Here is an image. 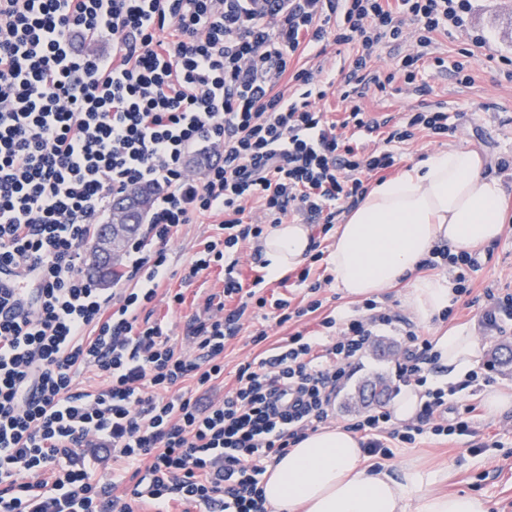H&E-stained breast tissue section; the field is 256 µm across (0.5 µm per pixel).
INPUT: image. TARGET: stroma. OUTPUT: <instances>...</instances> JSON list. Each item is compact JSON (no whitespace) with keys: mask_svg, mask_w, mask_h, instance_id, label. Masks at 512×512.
<instances>
[{"mask_svg":"<svg viewBox=\"0 0 512 512\" xmlns=\"http://www.w3.org/2000/svg\"><path fill=\"white\" fill-rule=\"evenodd\" d=\"M469 31L466 34H439L436 42L441 57L446 61H464L471 80L459 82L453 70L437 69L426 64L421 66L418 83L424 84L425 93L412 89L387 88L386 91L370 89L363 101L366 111L372 114H391L398 117L410 112L427 109L441 110L448 114L450 130L442 136H430L420 132L407 142L395 145L398 167L418 163L441 148L464 145L475 150L490 172L498 173L504 186L502 214L505 221L500 238L494 243L474 251L477 267L471 272V294L459 298L452 319L436 321L434 326L420 327L422 335L434 336L436 330L465 327L476 336L480 355L479 379L448 400V416L463 417L470 404H482L486 394L495 390L512 392V365L499 366L492 359L496 348L504 341L512 342V321L502 329L490 331L479 320L485 304V289L499 294H512V166L499 171L497 162L506 159L512 163V82L504 79L500 58H512V0H471L468 15ZM221 217L217 214L196 218L194 223L183 225L179 234L169 243L168 269L157 289V297L151 305V317L166 323L175 345L187 347V326L197 315L203 314L209 298H219L224 290V270L213 266L201 272L192 283H184L190 262L206 243L220 233ZM240 279L244 287H251L256 277L265 282L257 287L258 295L273 300L286 298L292 303L305 300L304 286L290 281L279 283L268 278L263 260L251 257L250 248H243ZM182 293V303H173L175 293ZM323 306L319 312L303 317L301 321L277 325L272 308L253 309L245 318L237 337L224 347V376L218 379L212 391L196 389L193 382L181 384L182 392L209 401L223 397L235 384V371L239 363L253 358L262 347L251 341L256 330L268 333V344H275L283 337L301 331L315 333L323 316L331 314L339 318L356 314L358 302L340 293L335 284H328L319 294ZM406 288L390 287L380 293L378 302L397 317L396 323L379 331L375 342L386 348V355H376L367 350L358 360L355 372L343 385L336 399L332 424L349 425L352 419L366 411V403L357 398L358 385L382 375L395 380L396 365L404 343L402 334L412 317L405 304ZM476 427L489 446L481 452L469 450L470 439L464 435L439 437L430 434L417 439L414 445L394 449L391 458H368L374 468L397 471L416 462L427 469H445L449 478L439 484L440 492H467L484 497L489 512H512V409L499 415L482 414Z\"/></svg>","mask_w":512,"mask_h":512,"instance_id":"1","label":"stroma"}]
</instances>
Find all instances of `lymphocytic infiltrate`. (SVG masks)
I'll list each match as a JSON object with an SVG mask.
<instances>
[{
    "instance_id": "lymphocytic-infiltrate-1",
    "label": "lymphocytic infiltrate",
    "mask_w": 512,
    "mask_h": 512,
    "mask_svg": "<svg viewBox=\"0 0 512 512\" xmlns=\"http://www.w3.org/2000/svg\"><path fill=\"white\" fill-rule=\"evenodd\" d=\"M469 10L470 0H0V512H133L130 498L93 479L89 448L133 468L131 497L155 512L174 501L268 512L258 480L266 462L326 423L394 315L368 299L364 315L323 317L324 335L296 332L241 363L217 401L173 389L188 380L212 389L250 305H273L281 325L321 309L323 283L306 268L297 278L313 295L307 305L244 289L241 248L291 212L330 231L332 203L356 206L366 176L395 166L393 144L448 132L445 112L396 124L362 101L398 77L414 84L425 62L444 67L436 37L463 30ZM331 44L353 52L338 124L316 108L331 80L292 66ZM385 45L393 65L382 77L372 62ZM380 131L383 146L353 143ZM200 144L214 160L197 179L185 159ZM137 184L157 194L109 298L85 275L83 248L113 199ZM253 202L261 216L251 224L242 215ZM205 214L222 215V236L189 274L223 266L224 300L190 322L189 356L138 313L156 297L169 242ZM15 280L30 298L15 297ZM404 342L397 380L423 388V401L411 424L395 425L383 404L351 422L371 456L427 433L473 431L472 420L446 416L456 386L428 384L430 338L411 329ZM82 367L105 387L74 391Z\"/></svg>"
}]
</instances>
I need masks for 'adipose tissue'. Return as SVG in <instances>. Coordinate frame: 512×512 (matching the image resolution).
Here are the masks:
<instances>
[{
    "mask_svg": "<svg viewBox=\"0 0 512 512\" xmlns=\"http://www.w3.org/2000/svg\"><path fill=\"white\" fill-rule=\"evenodd\" d=\"M503 184L480 155L464 146L438 151L373 188L336 230L330 270L344 296L368 298L406 282L414 318L431 323L451 304L447 276L418 270L432 252L472 251L502 232ZM270 277L302 264L312 251L310 229L280 224L262 241ZM439 363L455 383L479 357L476 336L461 327L434 339ZM445 472L409 464L399 474L367 466L358 436L341 425L319 428L268 466L262 482L269 512H488L485 501L462 492L435 493Z\"/></svg>",
    "mask_w": 512,
    "mask_h": 512,
    "instance_id": "adipose-tissue-1",
    "label": "adipose tissue"
}]
</instances>
